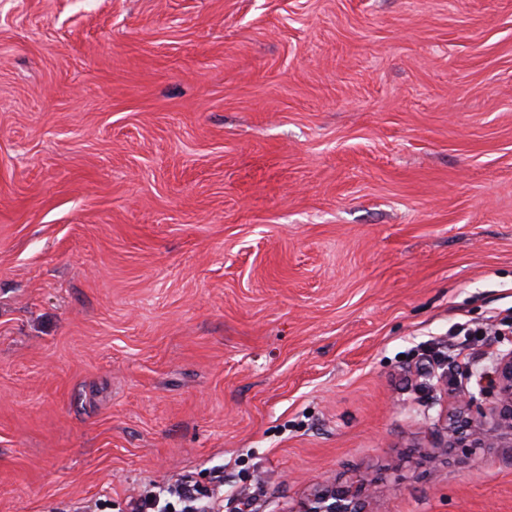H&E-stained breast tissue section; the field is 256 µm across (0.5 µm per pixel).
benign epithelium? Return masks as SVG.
Returning a JSON list of instances; mask_svg holds the SVG:
<instances>
[{"label":"benign epithelium","instance_id":"1","mask_svg":"<svg viewBox=\"0 0 512 512\" xmlns=\"http://www.w3.org/2000/svg\"><path fill=\"white\" fill-rule=\"evenodd\" d=\"M455 416L466 419L472 431L448 425L450 446L455 448L512 447V352L496 358L479 395L458 399ZM369 479L358 475L351 486L321 491L301 501L293 512H367L362 494Z\"/></svg>","mask_w":512,"mask_h":512}]
</instances>
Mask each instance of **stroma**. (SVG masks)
<instances>
[{
	"label": "stroma",
	"mask_w": 512,
	"mask_h": 512,
	"mask_svg": "<svg viewBox=\"0 0 512 512\" xmlns=\"http://www.w3.org/2000/svg\"><path fill=\"white\" fill-rule=\"evenodd\" d=\"M509 308L512 0H0V512H512ZM483 404L475 395L460 396L454 411L455 416L466 418L473 427L469 433L455 429L453 423L446 425L450 447L455 448H511L512 447V352L496 358L493 370L480 389ZM369 479L357 475L351 486L339 490L321 491L301 501L293 512H369L365 510L362 494Z\"/></svg>",
	"instance_id": "1"
}]
</instances>
